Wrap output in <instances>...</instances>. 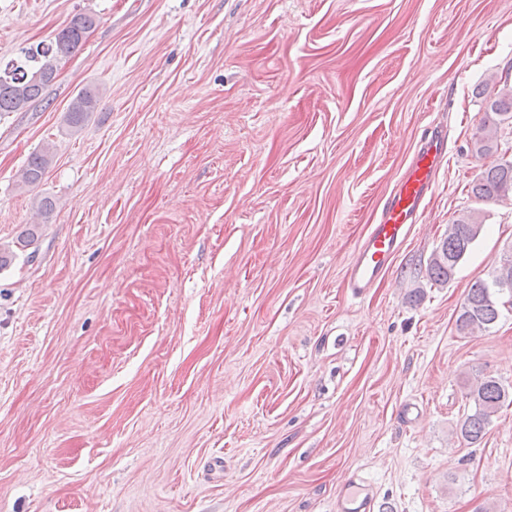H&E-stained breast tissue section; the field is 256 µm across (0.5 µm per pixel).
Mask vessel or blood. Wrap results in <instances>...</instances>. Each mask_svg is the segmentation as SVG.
Masks as SVG:
<instances>
[{
  "label": "vessel or blood",
  "mask_w": 512,
  "mask_h": 512,
  "mask_svg": "<svg viewBox=\"0 0 512 512\" xmlns=\"http://www.w3.org/2000/svg\"><path fill=\"white\" fill-rule=\"evenodd\" d=\"M447 132L434 128L414 153L403 176L385 202L377 224L355 247L347 266L345 286L355 297L364 296L389 273L392 261L405 243L432 191L440 163L447 153ZM337 512H374L375 502L366 486L341 497Z\"/></svg>",
  "instance_id": "b4317fda"
}]
</instances>
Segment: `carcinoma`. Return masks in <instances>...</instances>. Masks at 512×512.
Masks as SVG:
<instances>
[{
	"label": "carcinoma",
	"mask_w": 512,
	"mask_h": 512,
	"mask_svg": "<svg viewBox=\"0 0 512 512\" xmlns=\"http://www.w3.org/2000/svg\"><path fill=\"white\" fill-rule=\"evenodd\" d=\"M97 24L93 13L74 14L49 44L33 53V66H19L0 75V113L19 112L38 101L56 79L58 63L79 51ZM101 100L99 87L82 88L67 109L68 127L74 132L82 130ZM508 120H512V87H504L486 99L485 119L475 137L476 153L486 156L498 151V128ZM54 154L55 144L49 142L34 152L22 170V186L39 185ZM472 191L484 202L512 201V161H501L482 169L474 178ZM481 228L482 222L472 216L460 217L448 225V234L440 241L426 267L428 280L435 285L447 283ZM505 295L512 300V258L504 260L491 280H478L470 286L456 320L457 329L464 334L490 330L500 316V298ZM471 395L475 410L460 422L459 433L467 443L475 444L483 439L492 417L512 398V393L489 376L476 381Z\"/></svg>",
	"instance_id": "obj_1"
}]
</instances>
